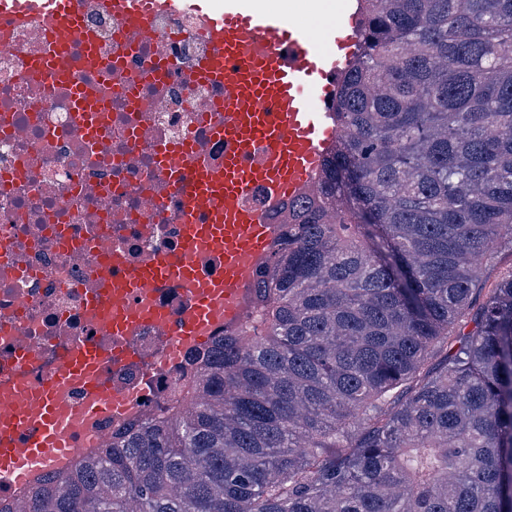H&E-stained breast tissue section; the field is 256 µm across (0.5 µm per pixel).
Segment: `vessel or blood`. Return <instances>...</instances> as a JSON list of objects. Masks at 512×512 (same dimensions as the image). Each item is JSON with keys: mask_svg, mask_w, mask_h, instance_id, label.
I'll list each match as a JSON object with an SVG mask.
<instances>
[{"mask_svg": "<svg viewBox=\"0 0 512 512\" xmlns=\"http://www.w3.org/2000/svg\"><path fill=\"white\" fill-rule=\"evenodd\" d=\"M127 32L139 38L153 34L155 16L175 0H96ZM14 25H25L35 14L45 15L54 53L34 61L36 77L63 79L59 56L80 43V63L100 66L96 38L83 25L81 0H0ZM203 32L211 45L204 74L224 84V108L213 125L216 138L227 145L222 164L200 161L193 152L177 156L179 186L187 190L183 238L179 251L148 259L133 280L113 279L100 270L96 279L103 293L96 302L95 321L114 335L130 333L140 322L165 323L163 311L132 307L130 288H154L177 282L190 288L194 306L176 329L183 342L198 341L204 330L223 316L238 322L239 300L257 262L265 260L276 235L273 225L245 202L254 186H264L276 198H290L311 183L323 153L336 137L320 110L309 104L314 94H327L329 72L338 70L350 52L351 37L335 38V49L323 53L316 40L294 23L234 7L216 17L203 15ZM220 257L218 274L202 273L196 259ZM102 353L93 346L75 351L59 373L40 390L28 392L18 381L0 382V474L26 481L34 467L51 465L71 454L66 420H87L110 413L112 398L97 381ZM74 380L86 388L80 408L60 399L61 382ZM35 432L19 441L25 427Z\"/></svg>", "mask_w": 512, "mask_h": 512, "instance_id": "vessel-or-blood-1", "label": "vessel or blood"}]
</instances>
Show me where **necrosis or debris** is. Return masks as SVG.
Here are the masks:
<instances>
[{"mask_svg": "<svg viewBox=\"0 0 512 512\" xmlns=\"http://www.w3.org/2000/svg\"><path fill=\"white\" fill-rule=\"evenodd\" d=\"M84 24L97 35L102 66L74 64L60 82L35 79L29 67L50 46L46 21L17 27L0 17V381L39 387L86 345L134 356L99 367L116 406L74 420L79 457L171 403L190 359L203 353L174 334L193 307L188 288L133 289L129 304L161 309L167 323L125 336L98 328L90 310L100 268L123 280L180 247L186 201L172 185L168 148L189 145L212 163L225 148L207 117L223 107L224 86L195 74L209 52L198 17L158 16L154 35L138 42L112 15L89 8ZM88 82L104 93L77 107L70 88Z\"/></svg>", "mask_w": 512, "mask_h": 512, "instance_id": "necrosis-or-debris-1", "label": "necrosis or debris"}]
</instances>
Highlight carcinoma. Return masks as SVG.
Masks as SVG:
<instances>
[{
  "mask_svg": "<svg viewBox=\"0 0 512 512\" xmlns=\"http://www.w3.org/2000/svg\"><path fill=\"white\" fill-rule=\"evenodd\" d=\"M358 17L249 318L0 512H512V0Z\"/></svg>",
  "mask_w": 512,
  "mask_h": 512,
  "instance_id": "carcinoma-1",
  "label": "carcinoma"
}]
</instances>
